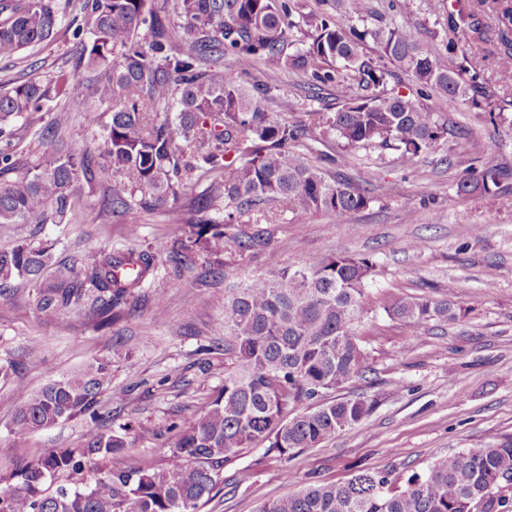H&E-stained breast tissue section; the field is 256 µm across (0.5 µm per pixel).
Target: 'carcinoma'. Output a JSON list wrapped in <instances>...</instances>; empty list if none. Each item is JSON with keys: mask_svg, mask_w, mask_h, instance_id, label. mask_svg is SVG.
<instances>
[{"mask_svg": "<svg viewBox=\"0 0 512 512\" xmlns=\"http://www.w3.org/2000/svg\"><path fill=\"white\" fill-rule=\"evenodd\" d=\"M336 2L363 29L322 12L298 16L293 0H177L178 24L148 0H0V58L45 43L68 13L83 15L85 27L73 37L93 73L94 99L51 109L50 102L70 96L62 71L0 89V139L11 137L16 119L50 111V124L35 132L49 145L68 128L71 113L112 106L95 153L55 149L9 178L15 161L0 151V224L62 223L72 210L73 183H93L106 166L117 177L112 211L130 225L141 211L177 201L187 181H204V193L187 199L175 221L195 229L194 242L224 254L227 269L268 244L243 221L263 205L301 206L339 219L365 208L370 199L351 179L324 171L295 147L319 131L343 143L344 166L353 152L370 147L414 160L448 134L447 118L428 100L438 96L453 105L481 84V69L454 37L441 47L422 41L410 26L370 27L368 0ZM492 3L503 46L497 63L512 72V0ZM302 25L309 42L286 53ZM368 39L374 57L363 52ZM450 54L459 56L454 68ZM226 55L245 68L270 63L305 73L315 86L336 88V111L313 110L309 123H289L264 109L271 86L224 75L219 62ZM401 72L415 82L417 98L391 87ZM511 177L512 167L491 159L463 177L457 193L487 194ZM218 199L224 211L208 215ZM166 251L179 266L191 262L184 242L152 251L128 248L88 263L82 280L72 268L59 271L41 309L50 316L79 303L87 284L97 292L101 324L108 325ZM49 260L47 247L1 250L0 285L36 279ZM375 270L360 255L314 256L224 289V385L199 417L178 428L164 449L163 468L107 466L128 452V429L100 427L81 447L50 451L0 483V512H200L224 483L229 456L259 442L285 456L360 424L375 400L332 393L365 368L356 327ZM383 311L414 330L457 318L450 298L397 294ZM112 367V358L102 357L50 378L34 393L17 384L13 431L31 434L78 416L97 419ZM85 474L93 481L54 486L62 476ZM259 512H512V437L450 454L401 486L388 473L363 470L344 483L301 486Z\"/></svg>", "mask_w": 512, "mask_h": 512, "instance_id": "obj_1", "label": "carcinoma"}]
</instances>
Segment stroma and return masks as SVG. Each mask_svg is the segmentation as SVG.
I'll return each instance as SVG.
<instances>
[{"instance_id": "obj_1", "label": "stroma", "mask_w": 512, "mask_h": 512, "mask_svg": "<svg viewBox=\"0 0 512 512\" xmlns=\"http://www.w3.org/2000/svg\"><path fill=\"white\" fill-rule=\"evenodd\" d=\"M407 2L401 8L392 0H369L368 24L413 26L422 38L443 45L452 14L472 5L471 0ZM478 17L485 38L472 41L470 56L483 71L484 86L508 100L512 114V73L497 66L495 17L487 8ZM82 23V16L69 14L48 43L0 58V84L74 70L79 47L72 33ZM251 77L275 87L269 111H278V98L292 100L290 122L304 123L312 110L335 109L333 88H311L303 74L260 65ZM475 98L467 93L449 110L453 132L419 159L378 148L357 152L344 173L369 196L366 208L341 222L301 207L259 218L268 245L229 267L223 255L199 247L188 269L159 257L153 278L122 306L121 317L104 327L87 306L62 307L51 316L42 312L40 291L54 284L55 264L80 272L94 257L184 240L189 228L174 223L171 208L141 212L138 233L130 235L123 217L108 205L113 177L105 170L95 183L74 184L68 223L0 224L1 249L48 246L54 260L37 282L15 279L0 288V364L19 370L17 379L0 380V480L48 451L81 446L98 423L134 427L129 463L164 467L162 449L172 438L171 426L198 417L224 383L225 277H261L321 254H360L377 265L367 292L369 313L357 329L369 353L366 368L340 390L376 399L375 409L361 425L313 448H296L284 457L262 444L243 450L225 463L224 483L201 512H257L263 502L288 493V470L303 484L342 483L360 470L386 471L403 481L449 454L512 437V179L483 196L456 194L459 180L488 158L512 165V129L492 125ZM111 115L105 105L75 113L65 146L78 151L98 142ZM49 120L46 112L19 118L10 142L0 141L18 171L43 156L46 147L35 132ZM461 128L473 130V138L458 136ZM89 210L96 219L85 220ZM414 240L422 241L421 251L409 250ZM492 267L497 277L490 281L486 273ZM189 279L194 287H186ZM160 292L166 302L161 319L153 312ZM393 293L447 296L460 315L415 330L383 313ZM105 355L116 365L100 395L99 422L81 416L29 435L13 432L16 384L34 392L49 378ZM140 426L150 428V435L139 436Z\"/></svg>"}]
</instances>
